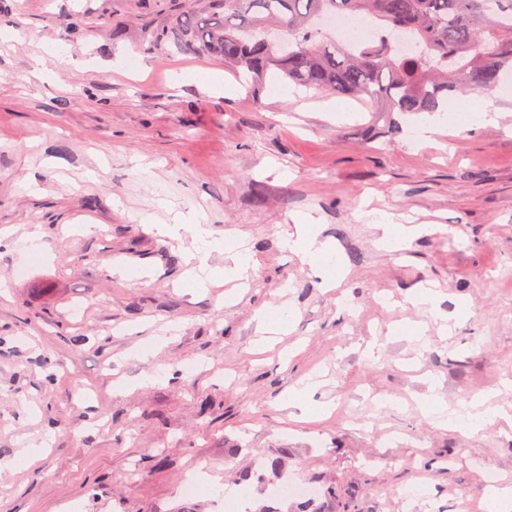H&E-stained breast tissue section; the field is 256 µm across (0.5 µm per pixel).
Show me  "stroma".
I'll list each match as a JSON object with an SVG mask.
<instances>
[{
    "mask_svg": "<svg viewBox=\"0 0 512 512\" xmlns=\"http://www.w3.org/2000/svg\"><path fill=\"white\" fill-rule=\"evenodd\" d=\"M193 6L0 0V30L23 35L0 40V512H216L212 487L182 495L199 470L265 506L259 454L316 492L281 512H496L482 476L512 481V94L491 97L495 122L428 143L418 116L254 89L148 41ZM192 212L246 246L243 288L186 281L188 256L226 263L158 233ZM379 212L422 230L383 249ZM301 213L335 264L282 247ZM429 283L427 314L408 297ZM282 307L287 331L267 332ZM307 378L322 385L299 396ZM432 392L496 416L435 424Z\"/></svg>",
    "mask_w": 512,
    "mask_h": 512,
    "instance_id": "stroma-1",
    "label": "stroma"
}]
</instances>
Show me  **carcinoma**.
Here are the masks:
<instances>
[{
	"instance_id": "carcinoma-1",
	"label": "carcinoma",
	"mask_w": 512,
	"mask_h": 512,
	"mask_svg": "<svg viewBox=\"0 0 512 512\" xmlns=\"http://www.w3.org/2000/svg\"><path fill=\"white\" fill-rule=\"evenodd\" d=\"M335 15L364 16L384 36L328 40L320 21ZM172 27L176 46L223 60L252 85L274 70L374 112H443L449 96L490 95L512 70V0H202ZM398 34L417 50L399 52Z\"/></svg>"
}]
</instances>
